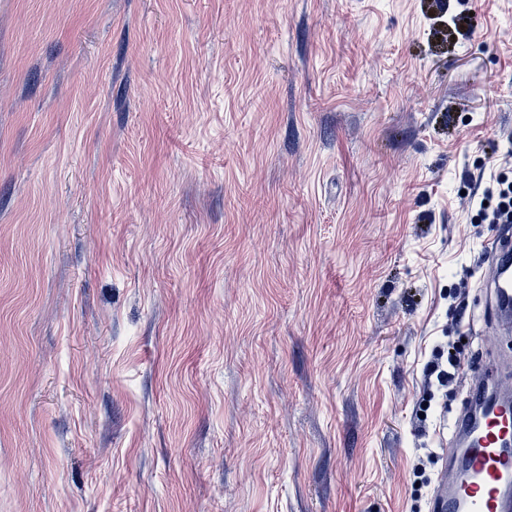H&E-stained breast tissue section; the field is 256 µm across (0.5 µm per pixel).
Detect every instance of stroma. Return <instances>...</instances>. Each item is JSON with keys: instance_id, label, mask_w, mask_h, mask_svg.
Returning <instances> with one entry per match:
<instances>
[{"instance_id": "1", "label": "stroma", "mask_w": 512, "mask_h": 512, "mask_svg": "<svg viewBox=\"0 0 512 512\" xmlns=\"http://www.w3.org/2000/svg\"><path fill=\"white\" fill-rule=\"evenodd\" d=\"M444 2L0 0V512H428L512 381V0ZM496 191L486 187L479 193V186L466 194V206L475 212L479 224H500L512 228V182L494 178ZM484 201L488 202L484 206ZM512 236H500L493 243L494 278L490 283V315L494 320L512 324ZM448 351V358L446 363L443 362L444 349ZM438 350L436 358L429 360L424 364L423 376L426 385V391L424 394L423 403H429L434 398V388H442L448 386V379L455 375V372L459 369H463L465 361V349L461 348L456 342H446L445 345L437 346ZM454 350V353H451ZM442 351V354H441ZM448 366L453 372L448 370Z\"/></svg>"}]
</instances>
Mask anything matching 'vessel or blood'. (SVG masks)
<instances>
[{"label": "vessel or blood", "instance_id": "vessel-or-blood-1", "mask_svg": "<svg viewBox=\"0 0 512 512\" xmlns=\"http://www.w3.org/2000/svg\"><path fill=\"white\" fill-rule=\"evenodd\" d=\"M494 278L490 283L491 316L512 321V238L492 245ZM471 386L473 411L453 422L455 447L448 460L463 467L456 485L436 483L430 512H512V398L488 402L494 369L486 365Z\"/></svg>", "mask_w": 512, "mask_h": 512}]
</instances>
